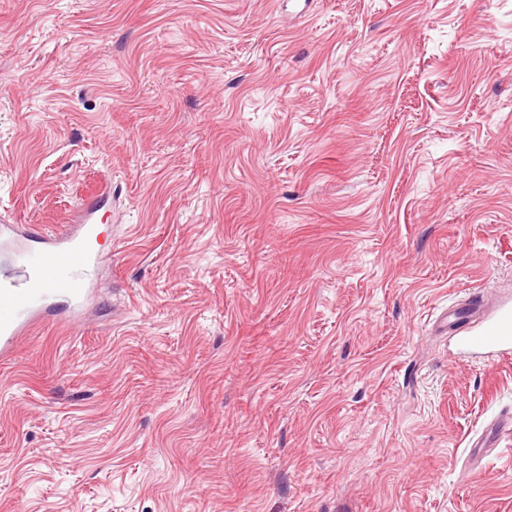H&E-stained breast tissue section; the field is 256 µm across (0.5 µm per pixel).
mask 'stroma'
<instances>
[{"label":"stroma","mask_w":512,"mask_h":512,"mask_svg":"<svg viewBox=\"0 0 512 512\" xmlns=\"http://www.w3.org/2000/svg\"><path fill=\"white\" fill-rule=\"evenodd\" d=\"M112 182L0 361V512H512V0H0V217ZM441 322L471 353L492 359L512 352V303L508 301L489 311L481 297L472 294L449 310L448 317L444 314ZM502 436L509 438L512 436V412L510 411L494 420L485 435L476 440L472 448H487L489 442H496Z\"/></svg>","instance_id":"stroma-1"}]
</instances>
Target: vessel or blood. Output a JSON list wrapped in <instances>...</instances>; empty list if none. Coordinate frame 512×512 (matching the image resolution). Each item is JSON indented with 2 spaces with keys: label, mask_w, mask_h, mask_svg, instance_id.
I'll return each instance as SVG.
<instances>
[{
  "label": "vessel or blood",
  "mask_w": 512,
  "mask_h": 512,
  "mask_svg": "<svg viewBox=\"0 0 512 512\" xmlns=\"http://www.w3.org/2000/svg\"><path fill=\"white\" fill-rule=\"evenodd\" d=\"M112 199L111 182H102L80 198L63 230L47 232L39 238L40 247L30 244L29 229L0 225V248L14 252L22 260L27 275L24 284L0 280V357L9 356L19 336L33 325L54 315V300L69 301L67 321L77 325L79 311L89 290L87 283L99 263L95 249L100 213ZM443 327L458 336L469 352L493 358L512 352V303L502 302L487 310L479 295L473 294L449 310ZM512 436V412L494 420L485 435L476 440L479 448Z\"/></svg>",
  "instance_id": "obj_1"
}]
</instances>
